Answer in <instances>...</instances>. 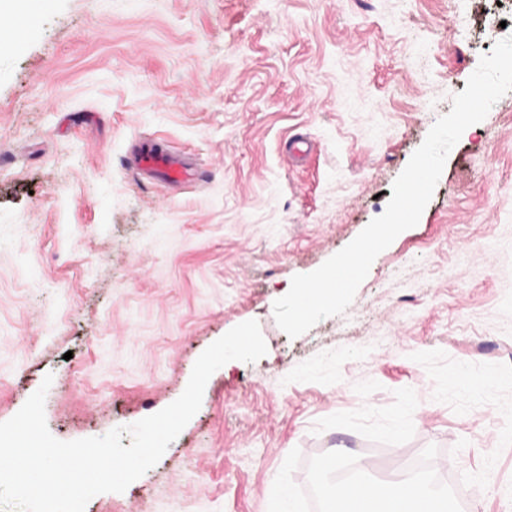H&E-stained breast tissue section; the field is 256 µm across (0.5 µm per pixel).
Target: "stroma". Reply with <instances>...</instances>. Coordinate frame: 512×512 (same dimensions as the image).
<instances>
[{"instance_id":"1","label":"stroma","mask_w":512,"mask_h":512,"mask_svg":"<svg viewBox=\"0 0 512 512\" xmlns=\"http://www.w3.org/2000/svg\"><path fill=\"white\" fill-rule=\"evenodd\" d=\"M0 44V422L41 385L52 435L101 436L208 380L160 461L85 512H322L321 485L413 474L512 512V91L451 149L418 224L340 315L273 304L382 215L512 0H26ZM304 136L314 150L292 162ZM182 152L191 183L134 169ZM465 370L470 385L453 380ZM340 453L335 472L322 460Z\"/></svg>"}]
</instances>
